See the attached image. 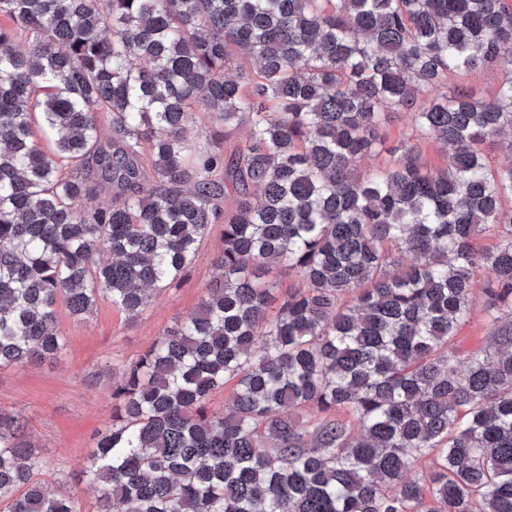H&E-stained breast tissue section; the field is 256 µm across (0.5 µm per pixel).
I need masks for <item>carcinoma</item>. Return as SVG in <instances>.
Returning <instances> with one entry per match:
<instances>
[{
    "instance_id": "carcinoma-1",
    "label": "carcinoma",
    "mask_w": 512,
    "mask_h": 512,
    "mask_svg": "<svg viewBox=\"0 0 512 512\" xmlns=\"http://www.w3.org/2000/svg\"><path fill=\"white\" fill-rule=\"evenodd\" d=\"M0 17V367L65 350L60 301L138 318L224 219L207 294L112 386L80 464L98 512H512V166L480 149L512 135L507 0H0ZM483 68L505 74L493 98L435 93ZM388 109L417 138L356 177ZM281 268L300 285L278 298ZM478 288L493 344L462 356ZM47 470L0 408V512H82Z\"/></svg>"
}]
</instances>
